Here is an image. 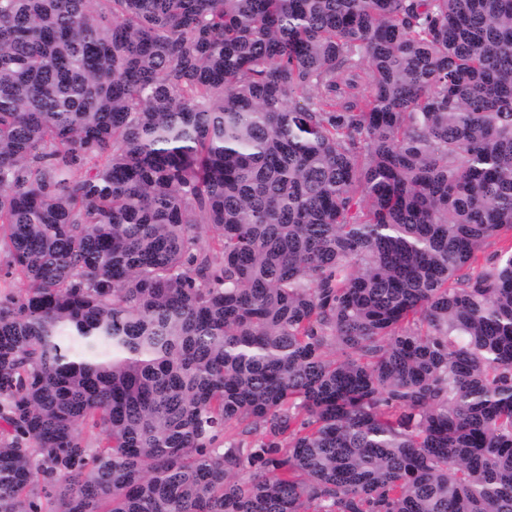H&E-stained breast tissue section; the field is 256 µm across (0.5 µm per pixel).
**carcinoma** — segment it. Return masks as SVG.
Here are the masks:
<instances>
[{
  "label": "carcinoma",
  "instance_id": "obj_1",
  "mask_svg": "<svg viewBox=\"0 0 512 512\" xmlns=\"http://www.w3.org/2000/svg\"><path fill=\"white\" fill-rule=\"evenodd\" d=\"M0 241V512H512V0H0Z\"/></svg>",
  "mask_w": 512,
  "mask_h": 512
}]
</instances>
